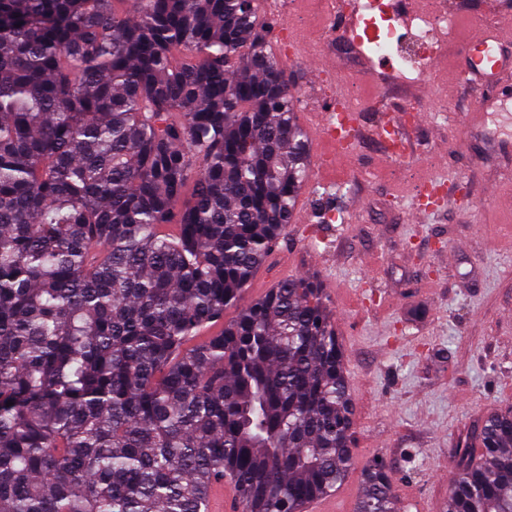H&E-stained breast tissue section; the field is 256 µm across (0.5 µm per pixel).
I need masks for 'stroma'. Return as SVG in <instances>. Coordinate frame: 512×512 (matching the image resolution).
<instances>
[{
    "instance_id": "1",
    "label": "stroma",
    "mask_w": 512,
    "mask_h": 512,
    "mask_svg": "<svg viewBox=\"0 0 512 512\" xmlns=\"http://www.w3.org/2000/svg\"><path fill=\"white\" fill-rule=\"evenodd\" d=\"M278 20L273 47L301 97L298 118L353 95L362 116L352 165L330 185L309 181L299 205L308 221L284 231L280 250L256 272L253 299L291 275L317 277L334 314L355 409L354 463L338 490L356 503L365 468H389L406 512H446L448 482L474 428L512 406V113L481 101L512 93V72L477 88L461 83L471 29L492 26L512 0H436L457 37L429 75L374 70L341 32L307 21L316 0ZM332 69L314 79V62ZM412 102L429 113L408 130L406 164H382L379 113ZM446 181L445 205L424 219L413 195Z\"/></svg>"
}]
</instances>
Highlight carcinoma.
<instances>
[{
    "label": "carcinoma",
    "instance_id": "carcinoma-1",
    "mask_svg": "<svg viewBox=\"0 0 512 512\" xmlns=\"http://www.w3.org/2000/svg\"><path fill=\"white\" fill-rule=\"evenodd\" d=\"M257 0H0V512H297L354 460L327 297L240 301L310 177ZM234 310L229 320L224 312ZM448 512H512V411ZM356 512H396L381 461ZM230 489L228 477L214 481L207 491L206 512H234V507L238 509L237 502L233 504Z\"/></svg>",
    "mask_w": 512,
    "mask_h": 512
}]
</instances>
